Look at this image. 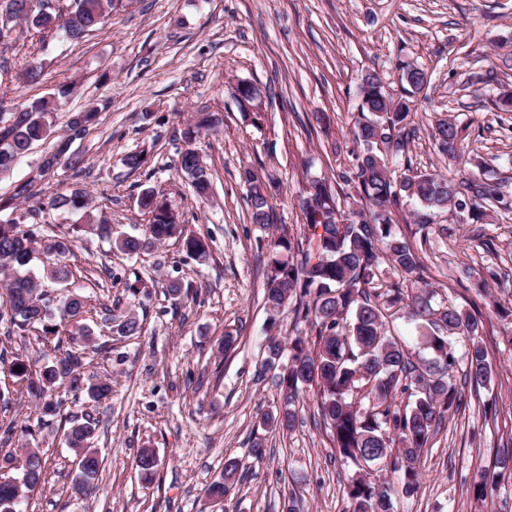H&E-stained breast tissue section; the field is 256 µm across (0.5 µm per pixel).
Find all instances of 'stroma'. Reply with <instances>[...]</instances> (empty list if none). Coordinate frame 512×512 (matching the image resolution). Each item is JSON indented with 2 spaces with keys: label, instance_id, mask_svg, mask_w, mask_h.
<instances>
[{
  "label": "stroma",
  "instance_id": "35a3bbf8",
  "mask_svg": "<svg viewBox=\"0 0 512 512\" xmlns=\"http://www.w3.org/2000/svg\"><path fill=\"white\" fill-rule=\"evenodd\" d=\"M34 57L44 77L33 86L23 74ZM402 61L425 69L430 82L414 97V135L395 172L466 175L431 137L433 120L443 117L463 127L471 160L512 189V111L496 105L500 93H512V0H138L78 43L57 30L23 28L0 42L4 109L74 87L53 114L51 136L0 177V197L28 180L47 195L83 189L115 233L140 237L147 217L137 198L152 188L186 233L211 246L200 263L173 238L135 256L90 233L75 238L64 257L74 272L68 287L44 288L85 297L80 320L56 323L63 337L90 331L84 374L109 380L112 396L94 402L55 387L45 398L58 413L44 425L36 401L20 396L16 377L0 368V392L10 398L0 409V456L37 448L47 461L46 482L27 493L23 512H286L292 495L299 512H350L356 467L315 424V388H299L292 429L264 423L283 401L263 367L270 337L307 340L316 327L290 305L270 318L263 296L272 240L304 235L298 199L309 180L333 181L353 167L361 73L374 69L394 83ZM239 80L259 87L258 115L239 111L231 90ZM89 106L99 120L72 144V165L41 171L71 113ZM202 112L214 120L194 144L211 182L203 198L177 168L182 132ZM319 112L328 128L317 123ZM142 149L147 165L128 170L124 155ZM247 168L280 184L270 200L273 227L250 221L240 178ZM416 208L401 201L393 230L417 248L436 286L433 305L482 314L481 340L496 374L490 385L466 390V405L433 436L417 496H402L390 468L372 472L393 488L391 512H512L511 480L490 486L483 499L471 489L512 450V214L463 224L443 211L425 232L414 222ZM16 214L44 235L86 222L81 211L36 212L28 203L0 211V222ZM137 278L134 296L125 285ZM172 281L189 284V295L170 296ZM112 307L135 313L141 332H111L104 314ZM3 346L35 369L54 355L37 327L19 333L0 325ZM87 414L98 422L91 446L102 473L95 495L83 498L73 490L77 459L66 431ZM257 437L266 448L260 460L248 454ZM144 448L159 460L151 477L135 465ZM229 457L242 467L216 505L205 489Z\"/></svg>",
  "mask_w": 512,
  "mask_h": 512
}]
</instances>
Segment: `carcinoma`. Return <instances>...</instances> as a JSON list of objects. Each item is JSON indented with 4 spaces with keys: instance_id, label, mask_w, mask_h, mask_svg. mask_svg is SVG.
<instances>
[{
    "instance_id": "1",
    "label": "carcinoma",
    "mask_w": 512,
    "mask_h": 512,
    "mask_svg": "<svg viewBox=\"0 0 512 512\" xmlns=\"http://www.w3.org/2000/svg\"><path fill=\"white\" fill-rule=\"evenodd\" d=\"M121 0H71L65 13H52L45 8V0H0V41L9 37L16 24L42 30L54 28L64 32L74 42L81 41L96 30L104 18ZM421 77L412 74L401 78L399 90L376 71L365 73L359 84L364 110H377L371 119H359L353 129V140L358 147L353 169L341 176L334 185L326 179H312L302 198H311L317 204L315 211H302L304 239L297 245L280 237L273 242L272 258L268 263L264 305L270 317H275L292 298L296 299L297 313L314 314L317 325L312 342L299 338L289 345L288 362L279 366L276 386L283 392L284 407L276 417V424L292 428L296 411L291 408L299 386L317 389V415L333 447L343 457L352 460L358 470L348 483L352 512H391V497L384 485L372 478L370 465L383 461L392 471L401 475V492L405 497L418 493L421 478V458L424 449L453 408L464 404V391L452 378L456 363L448 336L459 334L469 339L464 356L465 379L478 387L490 383L493 369L479 340L482 320L453 306L432 305L434 290L424 278L418 254L405 239L392 234L393 208L399 198L407 196L417 201L421 210L415 212L414 223L427 226L429 217L444 209L450 202L466 216L469 224H482L490 210L512 212V198L507 197L496 179L485 171L472 173L455 180L442 173L424 172L393 177L390 161L405 153L408 147V118L410 98L419 90ZM55 111L53 101L45 98L15 108L10 116H0V173L10 171L33 144L51 134L49 118ZM98 119V111L88 109L74 114L66 125L55 151L45 157L42 167L54 168L66 161L73 141L82 138ZM209 119L202 117L183 132L189 148L178 160L180 171L192 180L196 192L205 194L210 180L201 157L192 148ZM462 129L445 119L435 120L433 137L439 151L451 158L462 153ZM383 137L385 150L377 148L376 138ZM251 222L262 226L272 223L268 198L279 185L273 177L243 175ZM355 188L359 200L368 205L369 214L342 209L339 192L341 184ZM36 196L32 182L18 185L14 193L0 197V211ZM84 211L89 223L83 230L112 242L127 254L136 255L171 238L182 241V248L192 259L203 262L210 256L205 240L184 234L164 196L153 189L141 192L138 206L148 216V237L113 236L112 225L105 216L93 214L89 193L75 190L69 195H51L40 203V210L60 207ZM35 232L24 229L12 219L0 224V324L20 331L42 327L43 338L58 333L53 324L54 304L41 288L49 279L66 284L72 271L66 264L43 269L42 276L33 274L28 265L35 253ZM72 238L63 235L43 240L42 250L49 254L71 252ZM388 259L402 275L403 280L417 286V292L407 304V318L425 327L423 345L433 358L427 366H416L408 358L398 341L384 331L388 311L403 301L402 289L394 286L380 293L377 290L379 266ZM83 297L72 293L64 301V311L73 319L84 314ZM354 313L349 331H344V316ZM111 329L120 336L140 332L137 317L123 312L111 314ZM85 352L72 347L54 356L34 371L23 361L9 359V352L0 348V365H9L11 374L26 382V391L34 398L42 396L57 385H65L76 395H85L93 401L106 400L112 395V386L106 381H94L83 374ZM21 367V371L14 367ZM413 398L410 407L401 410L395 404L396 391ZM365 392L369 406H356L349 397ZM96 423L91 415L84 421L74 420L68 430V443L78 452V471L74 490L82 496L96 493L101 461L90 448ZM399 445V454L392 455V445ZM159 461L150 448L140 450L136 458L139 470L150 475ZM239 463L229 460L224 475L205 490L206 496L222 502L230 486L228 482L237 473ZM15 470L19 476H0V512H21L25 492L38 488L45 480L46 462L35 452L20 458L6 454L0 458V471Z\"/></svg>"
}]
</instances>
